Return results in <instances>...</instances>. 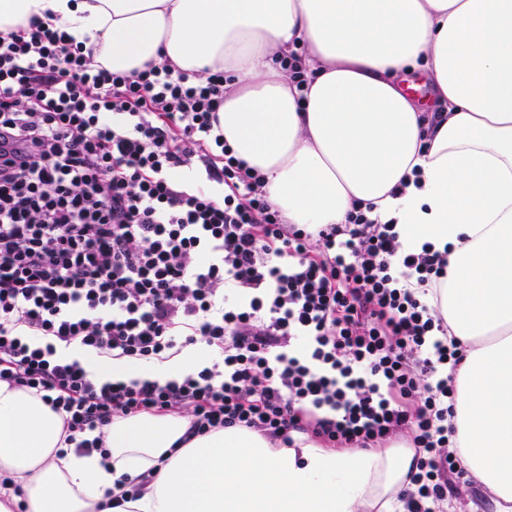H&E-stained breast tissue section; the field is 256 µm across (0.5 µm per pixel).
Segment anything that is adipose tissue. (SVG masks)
Here are the masks:
<instances>
[{
	"instance_id": "adipose-tissue-1",
	"label": "adipose tissue",
	"mask_w": 512,
	"mask_h": 512,
	"mask_svg": "<svg viewBox=\"0 0 512 512\" xmlns=\"http://www.w3.org/2000/svg\"><path fill=\"white\" fill-rule=\"evenodd\" d=\"M63 27L103 67L163 61L223 72L219 120L287 224H343L353 203L395 221L405 245L448 255L434 300L466 346L452 419L465 467L512 512V0H0V33ZM302 51L297 90L280 61ZM424 69L440 111L399 83ZM102 381L180 379L211 351L108 359ZM186 414L116 417L108 456L76 454L63 422L0 382V512H393L416 469L403 446L279 447L228 427L189 436ZM149 474L141 494L137 477Z\"/></svg>"
}]
</instances>
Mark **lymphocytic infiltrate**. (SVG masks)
<instances>
[{
	"label": "lymphocytic infiltrate",
	"instance_id": "f902f5d3",
	"mask_svg": "<svg viewBox=\"0 0 512 512\" xmlns=\"http://www.w3.org/2000/svg\"><path fill=\"white\" fill-rule=\"evenodd\" d=\"M224 75L114 73L65 31L0 35V381L41 395L64 442L104 452L113 417L190 413L293 446L407 438L405 512L463 480L450 368L465 357L426 286L446 258L354 206L283 223L221 131ZM202 344L181 381L93 380L58 353L153 361Z\"/></svg>",
	"mask_w": 512,
	"mask_h": 512
}]
</instances>
